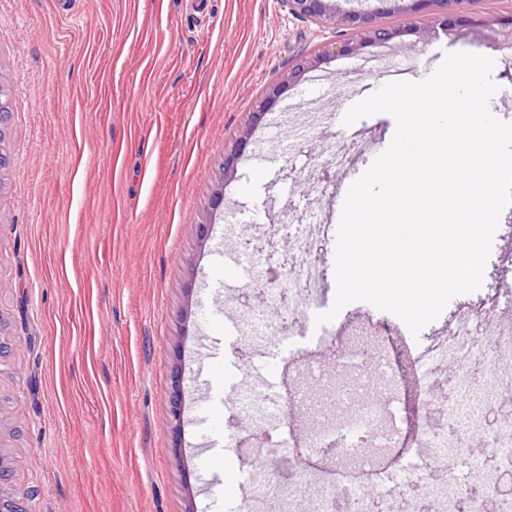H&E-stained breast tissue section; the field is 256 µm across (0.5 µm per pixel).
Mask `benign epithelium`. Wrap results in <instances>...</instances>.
I'll return each mask as SVG.
<instances>
[{
  "mask_svg": "<svg viewBox=\"0 0 512 512\" xmlns=\"http://www.w3.org/2000/svg\"><path fill=\"white\" fill-rule=\"evenodd\" d=\"M332 0H282L288 11L320 28L345 27L351 31V36L344 40L340 52L352 54L374 42L386 43L405 35L414 26H382L373 24V17L362 12L342 13L331 5ZM414 11L427 12L430 9L449 8L461 4L464 0H412ZM330 54L329 46L319 45L308 55L297 59L283 71L275 81L269 84L259 97L250 112L248 127L243 134L235 138L230 150L224 154V179L235 175L236 163L244 153L252 131L259 125L264 115L271 111L278 99L309 69L318 66ZM181 393L173 392L170 399L168 420L174 430H179L182 424ZM14 458L0 451V512H19L17 496L20 489L10 486V474L13 472Z\"/></svg>",
  "mask_w": 512,
  "mask_h": 512,
  "instance_id": "benign-epithelium-1",
  "label": "benign epithelium"
}]
</instances>
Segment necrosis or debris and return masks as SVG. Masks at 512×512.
I'll list each match as a JSON object with an SVG mask.
<instances>
[{
  "label": "necrosis or debris",
  "instance_id": "obj_1",
  "mask_svg": "<svg viewBox=\"0 0 512 512\" xmlns=\"http://www.w3.org/2000/svg\"><path fill=\"white\" fill-rule=\"evenodd\" d=\"M331 227L327 224L300 225L295 248L304 256L298 270L281 274L279 280L266 279L267 256L262 246L251 238L240 245L253 257L258 281L267 282L266 299L282 306L280 318L261 325L254 308L241 307L239 318L247 329L244 341L248 346L276 344L296 321V308L321 302L325 276L319 264L307 260V253L320 243L329 241ZM512 296V277L503 278L493 295H476L457 308L451 332L425 337L420 348L419 383L425 393L423 408L427 431L411 451L419 467L426 469L433 485H447L448 498L422 496L420 503L428 512H448L449 504L460 505L463 512H492L496 500L512 498V310L501 303ZM492 322L495 334L483 341L480 330L484 322ZM296 378L285 396H273L263 384L251 382L238 405L242 436L241 458L268 459L286 447L303 449L318 459L335 460L348 479L324 482L312 497L315 512H334L337 500H344L345 512H360L371 503L382 505L384 512H395L387 482L391 468L381 456L397 447L400 433L394 408V389L399 382L396 373L376 347L351 339L340 356L330 360L318 357L293 356L289 360ZM456 367L459 376L454 383L456 397L444 400L438 394V382L449 367ZM377 374L381 385L391 393L371 398L366 377ZM329 383L330 388L319 400H311L303 382ZM313 406L317 427L305 435L292 429L286 420L270 424L267 402ZM491 430L496 449L497 468L477 492L465 493L450 463L465 461L469 477L482 470L484 456L468 450L471 438Z\"/></svg>",
  "mask_w": 512,
  "mask_h": 512
}]
</instances>
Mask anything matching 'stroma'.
I'll return each mask as SVG.
<instances>
[{"instance_id":"1","label":"stroma","mask_w":512,"mask_h":512,"mask_svg":"<svg viewBox=\"0 0 512 512\" xmlns=\"http://www.w3.org/2000/svg\"><path fill=\"white\" fill-rule=\"evenodd\" d=\"M511 14L512 0H471L418 17L427 34L330 56L263 118L228 181L224 150L263 88L346 29L282 0H0V447L24 512H240L242 482L221 496L212 463L238 455L218 416L234 399L225 375L247 374L224 323L241 289L257 302L261 288L225 287V257L240 253L225 225L244 235L309 208L338 224L396 129L385 113L351 128L340 113L381 80L426 79L445 52L494 53L490 107L512 122ZM356 129L367 149L339 170L331 147ZM413 344L404 326L381 339L405 449L422 434Z\"/></svg>"}]
</instances>
